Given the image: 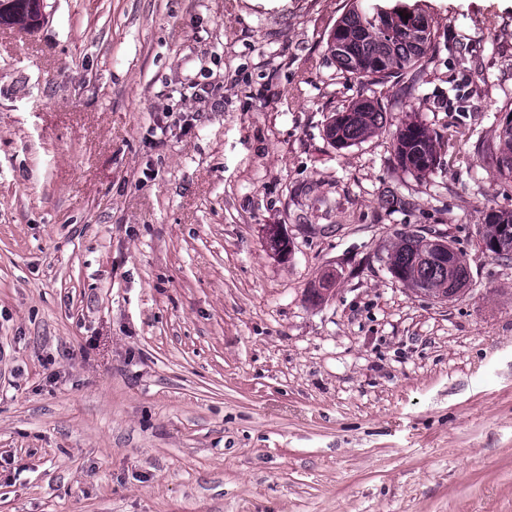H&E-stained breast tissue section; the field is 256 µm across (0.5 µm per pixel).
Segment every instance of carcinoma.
Returning a JSON list of instances; mask_svg holds the SVG:
<instances>
[{
    "instance_id": "1",
    "label": "carcinoma",
    "mask_w": 512,
    "mask_h": 512,
    "mask_svg": "<svg viewBox=\"0 0 512 512\" xmlns=\"http://www.w3.org/2000/svg\"><path fill=\"white\" fill-rule=\"evenodd\" d=\"M32 21L28 0H10L0 10V25L29 28ZM435 32L431 21L405 5L385 9L355 0L336 23L327 48L341 72L360 85L385 84L403 78L425 65ZM506 120L499 121L497 174L504 183L512 181V105L501 108ZM386 127L381 105L359 98L335 113L326 126V137L338 149L360 143ZM438 140L416 115L402 121L393 133L397 163L424 178L438 165ZM486 250L495 257L512 260V210H490L479 225ZM443 245L413 233L403 232L387 253L388 270L403 286L416 294L449 300L458 295L470 279L465 254L448 246V256L440 257Z\"/></svg>"
}]
</instances>
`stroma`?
<instances>
[{"instance_id": "stroma-1", "label": "stroma", "mask_w": 512, "mask_h": 512, "mask_svg": "<svg viewBox=\"0 0 512 512\" xmlns=\"http://www.w3.org/2000/svg\"><path fill=\"white\" fill-rule=\"evenodd\" d=\"M406 2L430 59L365 87L327 49L349 0L0 26V512H512V261L478 233L512 182L476 147L512 99V0ZM363 95L388 128L334 148ZM411 106L425 178L391 146ZM405 231L465 252L458 296L392 277ZM438 144L437 138H433L415 113L402 121L393 133V151L397 163L422 178L429 176L439 164Z\"/></svg>"}]
</instances>
